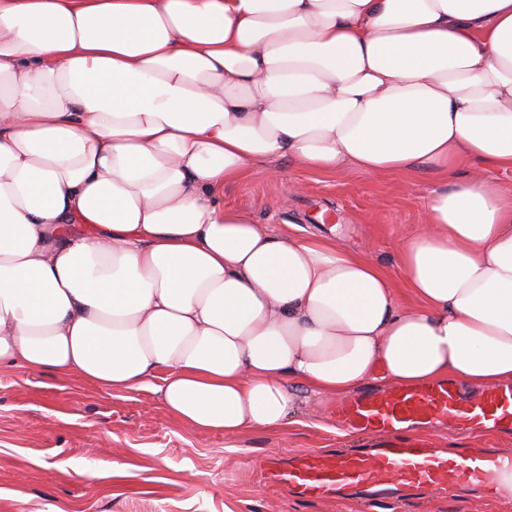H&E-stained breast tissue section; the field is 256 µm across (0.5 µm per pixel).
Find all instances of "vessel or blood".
Returning <instances> with one entry per match:
<instances>
[{
    "label": "vessel or blood",
    "mask_w": 512,
    "mask_h": 512,
    "mask_svg": "<svg viewBox=\"0 0 512 512\" xmlns=\"http://www.w3.org/2000/svg\"><path fill=\"white\" fill-rule=\"evenodd\" d=\"M335 414L349 428L382 434L380 446L330 455L307 451L290 463H271L267 470L271 482L306 499L343 496L355 487L368 488L382 498L399 486L448 492L486 482L501 470L502 460L491 455L451 458L443 451L402 442V435L437 422L473 436L493 428L511 430L512 385L475 398L448 381L375 390L337 405Z\"/></svg>",
    "instance_id": "b4317fda"
}]
</instances>
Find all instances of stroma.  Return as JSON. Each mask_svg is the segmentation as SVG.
Masks as SVG:
<instances>
[{
    "instance_id": "35a3bbf8",
    "label": "stroma",
    "mask_w": 512,
    "mask_h": 512,
    "mask_svg": "<svg viewBox=\"0 0 512 512\" xmlns=\"http://www.w3.org/2000/svg\"><path fill=\"white\" fill-rule=\"evenodd\" d=\"M271 180L250 172L226 185L223 203L277 233L333 234L378 261L396 280L398 247L427 221L441 184L428 173L330 174L281 163ZM300 184L290 193L292 184ZM325 399L320 420L227 437L172 418L152 390L113 392L80 375L0 368V512H504L503 498L478 484L455 492L404 488L391 498L359 493L311 500L267 483L260 468L305 451L366 448L371 436L339 427ZM427 444L456 454L512 453V437H468L427 426ZM137 470L116 475L113 465Z\"/></svg>"
}]
</instances>
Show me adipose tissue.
<instances>
[{"instance_id": "ef3b65f1", "label": "adipose tissue", "mask_w": 512, "mask_h": 512, "mask_svg": "<svg viewBox=\"0 0 512 512\" xmlns=\"http://www.w3.org/2000/svg\"><path fill=\"white\" fill-rule=\"evenodd\" d=\"M285 159L470 172L430 197L399 285L220 205ZM494 170L512 0H0V365L150 387L227 436L371 383L512 384Z\"/></svg>"}]
</instances>
